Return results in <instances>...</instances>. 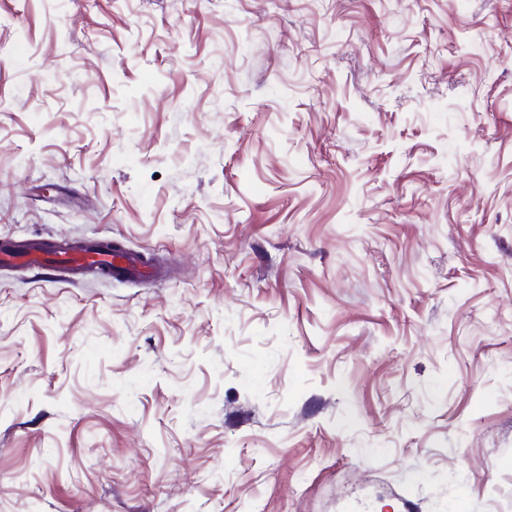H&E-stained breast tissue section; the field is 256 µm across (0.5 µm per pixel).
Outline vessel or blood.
I'll return each mask as SVG.
<instances>
[{"label":"vessel or blood","instance_id":"b4317fda","mask_svg":"<svg viewBox=\"0 0 512 512\" xmlns=\"http://www.w3.org/2000/svg\"><path fill=\"white\" fill-rule=\"evenodd\" d=\"M15 264L47 267L69 280L89 272L115 280L142 279L161 274L149 258L115 249L111 242L105 240L74 242L36 237L20 243L0 244V266Z\"/></svg>","mask_w":512,"mask_h":512}]
</instances>
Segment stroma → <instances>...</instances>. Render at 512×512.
<instances>
[{"label": "stroma", "mask_w": 512, "mask_h": 512, "mask_svg": "<svg viewBox=\"0 0 512 512\" xmlns=\"http://www.w3.org/2000/svg\"><path fill=\"white\" fill-rule=\"evenodd\" d=\"M0 512H512V0H0ZM15 264L48 267L69 280L89 272L115 280L162 275L149 258L125 249H115L112 241L105 240L74 242L36 237L22 243L0 244V266Z\"/></svg>", "instance_id": "obj_1"}]
</instances>
